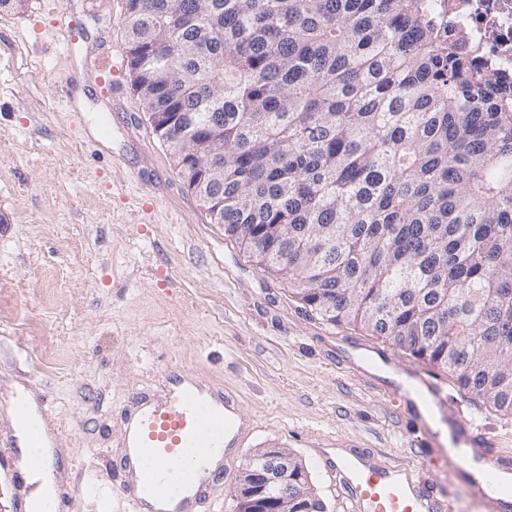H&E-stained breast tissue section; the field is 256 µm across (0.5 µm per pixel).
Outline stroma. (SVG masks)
Here are the masks:
<instances>
[{
	"mask_svg": "<svg viewBox=\"0 0 512 512\" xmlns=\"http://www.w3.org/2000/svg\"><path fill=\"white\" fill-rule=\"evenodd\" d=\"M77 22L66 41L63 14ZM125 0H29L0 11V512H27L6 441L13 401H47L54 478L121 477L120 408L173 363L236 393L257 429L245 449L285 448L325 512H341L317 454L341 445L415 466L451 512H485L429 445L394 387L421 363L385 338L322 320L212 223L131 86L83 76L85 56L126 48ZM382 361L363 369L358 348ZM453 409L492 433L512 414L432 370Z\"/></svg>",
	"mask_w": 512,
	"mask_h": 512,
	"instance_id": "stroma-1",
	"label": "stroma"
}]
</instances>
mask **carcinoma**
Wrapping results in <instances>:
<instances>
[{
	"label": "carcinoma",
	"mask_w": 512,
	"mask_h": 512,
	"mask_svg": "<svg viewBox=\"0 0 512 512\" xmlns=\"http://www.w3.org/2000/svg\"><path fill=\"white\" fill-rule=\"evenodd\" d=\"M132 87L250 257L512 414V80L424 0H127ZM197 138L183 144L184 130Z\"/></svg>",
	"instance_id": "1"
}]
</instances>
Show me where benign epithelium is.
I'll list each match as a JSON object with an SVG mask.
<instances>
[{
    "label": "benign epithelium",
    "instance_id": "obj_1",
    "mask_svg": "<svg viewBox=\"0 0 512 512\" xmlns=\"http://www.w3.org/2000/svg\"><path fill=\"white\" fill-rule=\"evenodd\" d=\"M294 455L286 448H259L247 458L233 490L238 503L236 512H244L239 504L246 499L265 497L273 504L270 512H288L290 492L294 488L288 477L290 459Z\"/></svg>",
    "mask_w": 512,
    "mask_h": 512
}]
</instances>
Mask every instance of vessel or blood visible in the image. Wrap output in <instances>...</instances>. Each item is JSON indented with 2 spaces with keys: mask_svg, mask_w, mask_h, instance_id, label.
<instances>
[{
  "mask_svg": "<svg viewBox=\"0 0 512 512\" xmlns=\"http://www.w3.org/2000/svg\"><path fill=\"white\" fill-rule=\"evenodd\" d=\"M123 63L117 53L95 51L84 69L104 74L121 69ZM164 375L161 391L135 394L121 412L120 482L75 484L64 493L65 501L100 491L124 512H199L212 485L239 457L244 440L254 431L253 421L233 394L183 369H168ZM400 392L415 410L419 432L431 433L428 417L443 401L440 386L416 370ZM454 432L464 451L450 456L451 466L463 472L479 465L482 476L472 480V494L486 512H512V485L503 488L498 483L499 476L512 475V449L474 418L456 417ZM318 454L345 495L344 512H447V500L429 492L419 471L369 460L359 448H322Z\"/></svg>",
  "mask_w": 512,
  "mask_h": 512,
  "instance_id": "1",
  "label": "vessel or blood"
}]
</instances>
